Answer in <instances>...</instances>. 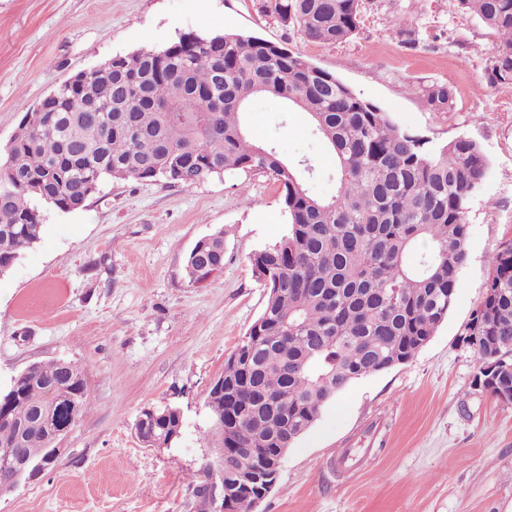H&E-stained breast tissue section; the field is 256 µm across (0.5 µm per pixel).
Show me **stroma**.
<instances>
[{"label": "stroma", "mask_w": 512, "mask_h": 512, "mask_svg": "<svg viewBox=\"0 0 512 512\" xmlns=\"http://www.w3.org/2000/svg\"><path fill=\"white\" fill-rule=\"evenodd\" d=\"M364 2L359 33L329 46L265 15L264 0H0V153L72 75L223 30L302 54L430 146L475 141L487 169L447 319L407 363L324 405L258 512H512V402L474 386L477 357L460 341L492 256L512 242V83L487 84L495 38L456 0ZM401 16L416 46L394 35ZM433 82L452 89L450 110L408 90ZM247 123L283 158L312 160V194H335L329 151L302 113L259 97ZM219 228L224 267L194 283L186 257ZM287 229L278 182L244 172L190 187L110 179L85 208L46 211L40 241L0 275V387L63 358L86 368L88 408L58 461L0 497V512H199L193 489L215 457L208 391L265 304L251 258ZM169 404L181 437L145 447L141 411Z\"/></svg>", "instance_id": "stroma-1"}]
</instances>
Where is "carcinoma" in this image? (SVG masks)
I'll return each mask as SVG.
<instances>
[{"mask_svg":"<svg viewBox=\"0 0 512 512\" xmlns=\"http://www.w3.org/2000/svg\"><path fill=\"white\" fill-rule=\"evenodd\" d=\"M496 37L492 85L512 82V0H456ZM264 11L320 44L355 35L363 0H266ZM426 105L446 112V84L420 87ZM283 101L305 115L329 147L336 194L312 195L305 159L285 161L255 143L243 114L257 97ZM398 128L379 106L285 46L228 31L183 35L162 50L115 55L112 71L90 70L55 90L50 108L25 113L0 164V274L41 239L48 209L85 206L89 186L109 180H165L193 186L226 172L264 174L281 187L287 233L251 258L266 290L265 306L240 343L247 359L228 356L224 382L236 399L207 398L214 447L276 450L271 426L296 439L323 406L354 380L412 359L448 316L468 256V203L485 175L480 147L459 137L429 149ZM203 265L224 267V230L200 240L185 271L201 282ZM485 298L462 342L491 366L482 389L512 402V243L491 262ZM35 367L17 383L10 413L32 421L49 406L67 407L85 389L86 372ZM155 436L180 432L181 410L157 408ZM52 422L25 434L24 447L44 448Z\"/></svg>","mask_w":512,"mask_h":512,"instance_id":"carcinoma-1","label":"carcinoma"}]
</instances>
